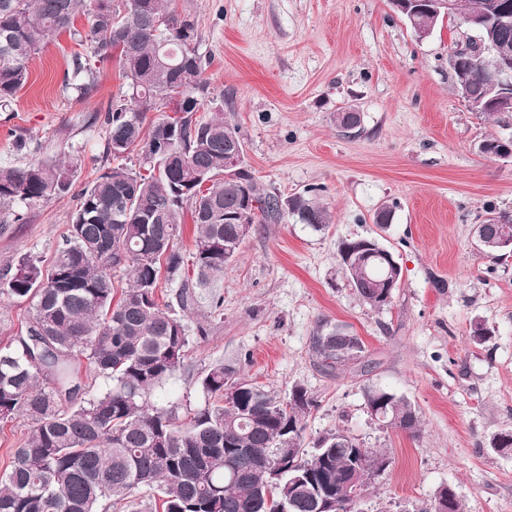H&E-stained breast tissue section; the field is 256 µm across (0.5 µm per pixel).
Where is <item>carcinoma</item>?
<instances>
[{
    "label": "carcinoma",
    "mask_w": 512,
    "mask_h": 512,
    "mask_svg": "<svg viewBox=\"0 0 512 512\" xmlns=\"http://www.w3.org/2000/svg\"><path fill=\"white\" fill-rule=\"evenodd\" d=\"M454 17L493 12L503 0H455ZM89 17L85 35L75 27ZM81 36L93 57L118 52L130 103L106 114V154L117 159L139 149V169L104 166L78 195L77 206L52 266L28 256L0 276V294L31 303L32 313L13 341L0 347V421L22 416L30 432L12 449L0 474V512H280L288 507L268 464L295 453V466L310 470L338 499V512H354L346 483L352 465L359 479L378 474L385 454L357 440L336 443V430L306 442L303 418L313 406L295 386L283 399L217 364L201 387L213 402L176 421L173 410L153 403L156 390L185 368L189 338L183 320L159 304L161 277L187 289L224 274L245 236L225 215L241 207L240 189L224 181V158L237 132L215 112L194 117L208 92L196 50L197 24L176 13L172 0H0V103L13 100L29 79L40 46L60 35ZM488 60L465 57L467 101L488 97ZM89 59L75 58L67 85L80 99L92 91ZM175 116L143 134L145 114L159 101ZM73 166L42 159L22 168L0 167V202L31 204L63 196ZM248 189L259 203L244 222H278L290 214L316 230L329 224L324 206L307 195L286 199L263 192L251 174ZM196 230L194 277L178 248L184 209ZM367 238L344 240L338 255L361 298L388 303L383 270L346 264L349 250L367 252ZM130 274L115 297L112 272ZM327 371L346 360L335 336L314 337ZM86 362L103 385H86ZM234 383L240 394L225 398ZM369 406L386 408L391 426L415 433L419 418L403 397L366 390ZM288 438V447H277ZM314 448L308 452L307 448Z\"/></svg>",
    "instance_id": "cac0c4a2"
}]
</instances>
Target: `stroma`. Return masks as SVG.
I'll list each match as a JSON object with an SVG mask.
<instances>
[{"label": "stroma", "instance_id": "1", "mask_svg": "<svg viewBox=\"0 0 512 512\" xmlns=\"http://www.w3.org/2000/svg\"><path fill=\"white\" fill-rule=\"evenodd\" d=\"M195 17L209 83L210 117L221 105L246 146L259 187L282 197L315 193L331 217L322 230L288 216L256 225L222 276L187 291L161 281L190 340L184 370L159 390L177 417L207 400L200 381L217 364L287 396L314 400L307 438L346 430L387 456L359 512H434L441 487L463 512H512V453L493 446L512 432V253L494 260L475 227L512 213V162L481 153L504 124L473 112L454 87L448 53L463 30L438 22L418 40L390 0H174ZM86 46L61 35L29 64L27 84L0 106V166L80 160L68 194L0 205V271L26 255L50 267L77 197L104 166L108 111L128 90L114 59L94 65L85 99L65 87ZM350 107L361 130L334 118ZM390 224H375L382 204ZM375 237L401 266L383 307L368 305L338 261L342 240ZM489 331L472 337L475 324ZM363 351L325 373L312 349L332 330ZM405 397L419 432L375 422L365 392Z\"/></svg>", "mask_w": 512, "mask_h": 512}]
</instances>
